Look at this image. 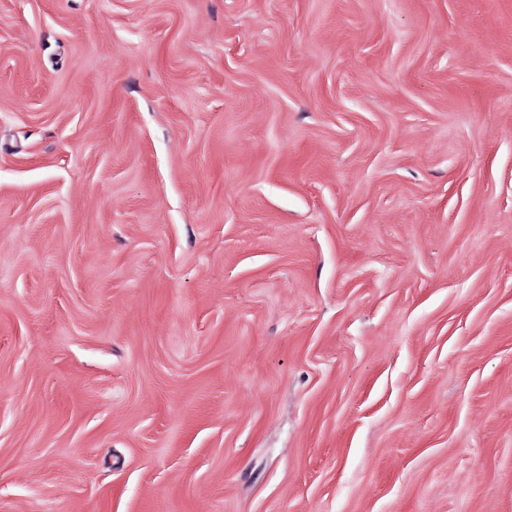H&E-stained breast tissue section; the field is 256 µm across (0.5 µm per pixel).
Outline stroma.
Wrapping results in <instances>:
<instances>
[{
	"instance_id": "1",
	"label": "stroma",
	"mask_w": 512,
	"mask_h": 512,
	"mask_svg": "<svg viewBox=\"0 0 512 512\" xmlns=\"http://www.w3.org/2000/svg\"><path fill=\"white\" fill-rule=\"evenodd\" d=\"M0 512H512V0H0Z\"/></svg>"
}]
</instances>
